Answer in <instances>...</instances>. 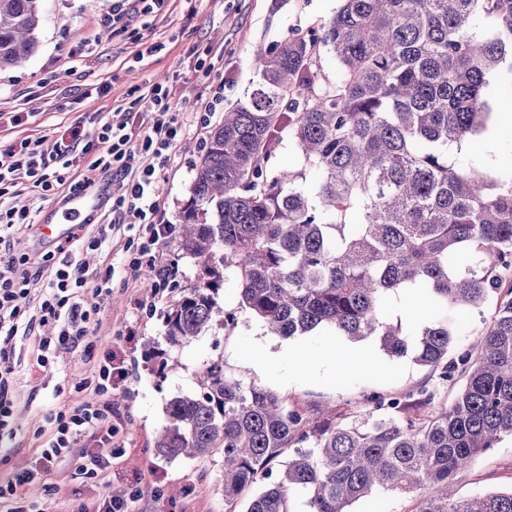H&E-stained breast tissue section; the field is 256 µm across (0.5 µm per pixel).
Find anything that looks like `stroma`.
I'll return each mask as SVG.
<instances>
[{"instance_id": "35a3bbf8", "label": "stroma", "mask_w": 512, "mask_h": 512, "mask_svg": "<svg viewBox=\"0 0 512 512\" xmlns=\"http://www.w3.org/2000/svg\"><path fill=\"white\" fill-rule=\"evenodd\" d=\"M113 0H42L39 47L18 68L0 70V113L26 112L27 125L0 126V141L20 136L43 138L53 144L58 128L81 116L87 136H94L95 119L111 117L112 108L145 79L159 78L176 91L178 112L200 110L211 87L224 88V105L210 119L211 126L226 111L247 104L259 79L255 60L259 54L285 40L321 30L340 6V0H165L158 12L133 14L128 30L109 33L102 23L112 11ZM164 43L165 48L142 62L133 55L141 45ZM111 82L107 96L94 94L95 86ZM209 131L188 123L175 148L172 170L157 191L165 202L171 224L181 222L190 197L195 170L204 155ZM122 236H115L111 250L89 252L82 259L92 266L112 261L118 271L112 297L98 315L93 329L98 348L112 347L123 361L126 378L116 393L119 402L112 415L113 442L122 454L112 461L105 483H78L69 477L68 463L44 473L29 495L48 494L53 512H75L79 503H91L118 492L134 494L137 512H245L248 501L224 503L222 452L204 459L166 460L154 453L155 439L166 423L165 407L177 396L199 391L204 367L212 360L224 363L226 374L245 384L270 390L314 414L342 413L357 422L370 416L369 396L396 395L416 390L430 378L429 367L413 357H392L377 341L357 342L370 361L343 370L333 368L284 384L286 364L256 372L246 366L249 354L275 352L283 338L270 334L249 309L240 307L234 277H227L218 292L216 314L199 336L182 346L169 345L165 337L167 313L183 289L192 287L200 270L183 255L176 240L160 250V267L167 287L150 290L143 278L122 273L126 255ZM233 324H225V314ZM21 365L13 395L17 401V435L0 440V477L34 467L42 442L37 429L50 409L85 400L81 386L93 363L83 348L62 354L52 373L35 364L33 337L18 339ZM186 488V495L171 497L172 488ZM457 492L471 496L512 488V439L480 455L463 474Z\"/></svg>"}]
</instances>
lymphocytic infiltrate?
Wrapping results in <instances>:
<instances>
[{
  "mask_svg": "<svg viewBox=\"0 0 512 512\" xmlns=\"http://www.w3.org/2000/svg\"><path fill=\"white\" fill-rule=\"evenodd\" d=\"M137 91L138 108L117 106L99 126L96 141H85L84 124L77 121L62 126L50 149L43 140L28 136L0 144V436L13 432L10 385L17 338L35 336L36 362L43 372H51L57 354L88 340L96 315L112 294L114 266L89 267L75 260V252L103 250L120 229L130 230L123 249L125 271L134 276L154 267L161 243L174 232L155 186L168 173L186 125L173 110L174 97L167 84L149 79ZM80 155L89 156L90 162L78 170L74 164ZM104 175L117 185L110 222L97 223L90 234L76 231L51 251L35 255L13 251L14 235L32 227L33 221L29 210L11 206V188L26 181L43 194L64 187L73 192ZM34 290L39 303L31 312L27 299ZM124 376L114 355H106L83 384L92 391L93 401L46 413L48 429L40 450L43 468L52 467L83 438L95 442L96 449L76 467L75 479L109 476L118 454L112 446L110 397ZM37 481L36 473L30 471L0 478V512H46L43 499L23 493L24 487Z\"/></svg>",
  "mask_w": 512,
  "mask_h": 512,
  "instance_id": "lymphocytic-infiltrate-1",
  "label": "lymphocytic infiltrate"
}]
</instances>
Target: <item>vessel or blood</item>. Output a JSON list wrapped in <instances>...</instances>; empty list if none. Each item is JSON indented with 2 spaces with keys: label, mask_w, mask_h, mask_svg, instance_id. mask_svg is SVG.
I'll use <instances>...</instances> for the list:
<instances>
[{
  "label": "vessel or blood",
  "mask_w": 512,
  "mask_h": 512,
  "mask_svg": "<svg viewBox=\"0 0 512 512\" xmlns=\"http://www.w3.org/2000/svg\"><path fill=\"white\" fill-rule=\"evenodd\" d=\"M112 196V183L107 179H98L85 189L79 190L39 226L42 239L58 242L69 238L77 224L83 223L88 212L103 205Z\"/></svg>",
  "instance_id": "b4317fda"
}]
</instances>
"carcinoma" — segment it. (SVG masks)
<instances>
[{
    "mask_svg": "<svg viewBox=\"0 0 512 512\" xmlns=\"http://www.w3.org/2000/svg\"><path fill=\"white\" fill-rule=\"evenodd\" d=\"M40 2L0 0V70L36 53ZM257 69L250 104L224 113L190 187L177 246L201 274L167 313V341L209 326L230 271L239 305L275 336H373L461 386L439 406L427 388L375 396L381 416L349 425L290 408L217 359L198 393L168 402L155 454L222 451L225 504L266 481L247 512H288L295 492L308 512H348L376 487L415 494L414 512H512V489L452 490L512 437V288L479 337L457 342L512 267V175L451 155L512 102V0H342L321 31L271 48ZM283 126L315 176L308 189L290 171L269 177ZM411 290L429 314L405 328L389 310Z\"/></svg>",
    "mask_w": 512,
    "mask_h": 512,
    "instance_id": "cac0c4a2",
    "label": "carcinoma"
}]
</instances>
